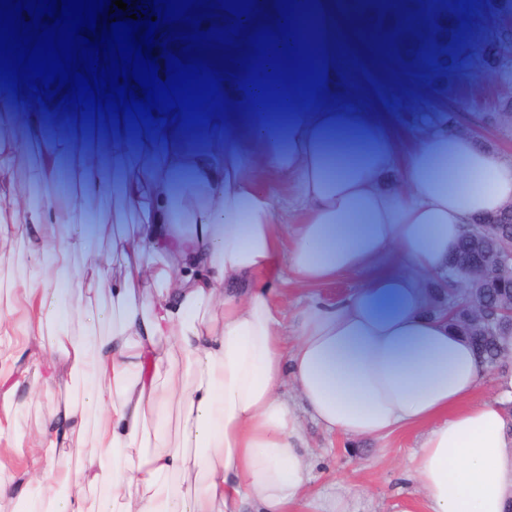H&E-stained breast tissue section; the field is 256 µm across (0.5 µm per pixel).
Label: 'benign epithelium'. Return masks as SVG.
<instances>
[{"label": "benign epithelium", "mask_w": 512, "mask_h": 512, "mask_svg": "<svg viewBox=\"0 0 512 512\" xmlns=\"http://www.w3.org/2000/svg\"><path fill=\"white\" fill-rule=\"evenodd\" d=\"M453 265L465 272L483 271L481 298L477 302L478 311L497 324L499 331L486 328H472L469 342L478 359L491 371H499L512 365V280L488 265L474 245L466 238L460 239L453 250ZM509 352V361L492 365L488 361L490 352Z\"/></svg>", "instance_id": "1"}]
</instances>
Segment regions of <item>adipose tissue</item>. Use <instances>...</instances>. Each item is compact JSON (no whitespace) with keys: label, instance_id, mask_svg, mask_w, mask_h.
Returning a JSON list of instances; mask_svg holds the SVG:
<instances>
[{"label":"adipose tissue","instance_id":"ef3b65f1","mask_svg":"<svg viewBox=\"0 0 512 512\" xmlns=\"http://www.w3.org/2000/svg\"><path fill=\"white\" fill-rule=\"evenodd\" d=\"M337 81L328 65L310 104L286 87L292 111L340 112ZM223 107V154L176 150L183 124L170 121L156 127L173 146L161 164H119L126 205L148 206L150 221L113 252L92 249L78 211L0 210V240L27 246L0 344L30 362L0 374V446L30 459L34 482L25 492L0 470V500L15 512H351L342 494L311 490L305 414L331 436L423 429L409 468L427 512H512V376L478 398L477 356L415 283L446 274L463 224L512 206V164L451 127L400 150L259 119L241 90ZM243 138L265 141L277 164L235 168ZM335 156L358 164L329 169ZM179 166L211 188L186 231L175 209L190 192L166 177ZM291 197L300 217L288 228L279 206ZM115 252L122 270L109 278ZM280 268L307 288L355 287L338 303H302L290 326L268 284ZM287 375L299 404L278 391ZM68 378L81 387L14 437L43 385ZM88 434L93 448L80 451ZM71 448L75 467L60 468Z\"/></svg>","mask_w":512,"mask_h":512}]
</instances>
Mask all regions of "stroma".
I'll list each match as a JSON object with an SVG mask.
<instances>
[{"instance_id": "stroma-1", "label": "stroma", "mask_w": 512, "mask_h": 512, "mask_svg": "<svg viewBox=\"0 0 512 512\" xmlns=\"http://www.w3.org/2000/svg\"><path fill=\"white\" fill-rule=\"evenodd\" d=\"M473 5L471 21L484 39L466 50H449L444 81L415 66L414 40L406 36L395 65L398 77L383 88L381 100L358 96L355 73L344 59L338 72L341 95L373 113L376 129L398 146L451 123L474 133L499 160L511 164L512 146L496 138L494 116L512 110V87L501 79L507 63L500 53L501 45L512 43V0H473ZM27 129V124L9 121L8 137L0 141V181L26 193L41 187L32 168L14 162ZM113 171V166L91 163L80 191L62 185L53 200L58 209L79 210L96 245L102 247L111 243L115 230L131 232L149 221L147 207L126 209L123 186ZM304 428L315 489L336 487L348 497L353 512H419L421 493L406 464L420 442V431H407L382 443L367 436L331 437L309 419Z\"/></svg>"}]
</instances>
